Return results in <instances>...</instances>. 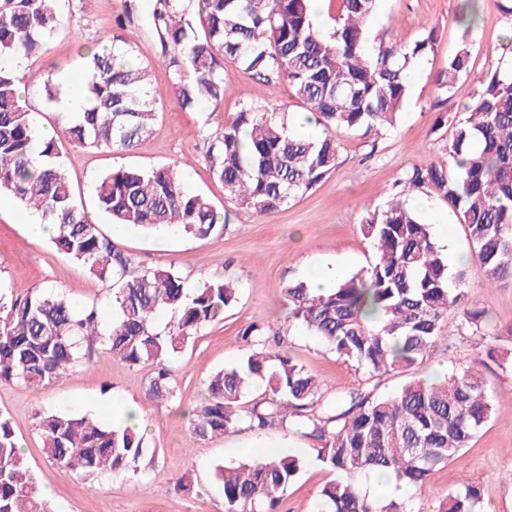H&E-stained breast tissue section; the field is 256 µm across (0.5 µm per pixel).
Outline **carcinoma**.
Wrapping results in <instances>:
<instances>
[{"instance_id": "cac0c4a2", "label": "carcinoma", "mask_w": 512, "mask_h": 512, "mask_svg": "<svg viewBox=\"0 0 512 512\" xmlns=\"http://www.w3.org/2000/svg\"><path fill=\"white\" fill-rule=\"evenodd\" d=\"M58 0H0V193L56 227L53 244L93 278L115 282L112 324L100 328L94 308L80 309L50 288L17 293L0 287V382L42 386L64 381L99 346L131 365L155 367L145 402L176 397L169 359L238 299L237 283L205 280L193 292L181 275L161 264L129 276L132 258L105 236L78 202L66 176L59 142L43 139L23 104L17 56H40L56 30ZM311 0H153L148 24L165 54L179 103L187 108L224 101V62L238 63L266 84L286 81L297 101L323 127L306 137L289 126L286 112L246 105L224 123L211 156L213 175L238 205L256 214L279 209L335 170L338 129L376 134L393 126L409 96L407 71L431 47L435 29L412 46H380L371 54L364 24L376 0H340L336 26L326 35L314 23ZM477 2L464 0L459 21L471 29ZM119 33L82 56L88 72L85 105L64 129L67 141L87 148L130 151L152 131L161 95L149 80L151 65L134 57ZM471 74L462 46L435 80L447 93ZM464 117L444 113L455 128L448 154L455 167L414 168L400 183L433 193L465 226L471 255L493 286L512 283V76L497 67L478 78ZM97 206L115 224L156 230L177 228L204 238L223 227L221 213L200 193L183 188L176 169L120 168L96 187ZM362 232L377 251L365 271L317 292L305 281L284 289L291 318L336 355L363 372L365 383L422 363L443 336L448 312L485 347L487 360L512 370L508 337L489 325L469 299L465 273L448 276L443 247L402 200L367 214ZM174 321L160 331L159 312ZM253 351L237 366L209 378L192 411L200 441L290 425L317 440L316 459L340 477L324 484L307 512H412L409 501L361 494L349 476L386 470L408 488L421 486L451 462L487 423L493 403L473 359L440 380L412 377L376 396L351 390L324 399V384L290 357L272 355L264 328L250 325ZM48 462L75 470L88 483L121 474L146 451L143 431L107 425L62 411L39 414ZM306 461L291 450L218 465L224 512H276L282 494ZM469 482L438 498L432 512H481ZM0 512H50L41 498L8 421L0 419Z\"/></svg>"}]
</instances>
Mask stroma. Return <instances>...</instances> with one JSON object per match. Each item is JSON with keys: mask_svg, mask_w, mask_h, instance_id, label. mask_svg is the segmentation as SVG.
<instances>
[{"mask_svg": "<svg viewBox=\"0 0 512 512\" xmlns=\"http://www.w3.org/2000/svg\"><path fill=\"white\" fill-rule=\"evenodd\" d=\"M125 0H59L60 24L46 51L27 60L20 75L23 97L37 129L62 133L67 122L57 105L47 101L46 81L62 75H85L79 45H91L111 34L124 11ZM460 0H378L365 23L367 48L376 52L380 43L411 45L427 29H436L438 39L416 66L417 79L394 128L381 134L337 130L340 144L335 171L304 195L268 214H256L227 199L224 186L213 177L209 149L244 104L276 103L296 119L300 107L288 82L270 86L259 82L243 66L224 65L227 93L220 106L201 104L181 108L171 87L165 65L159 64L160 44L151 34L146 17L150 0H137L139 15L126 24L124 37L133 43L139 59L152 61L151 81L162 96L163 110L150 136L130 152H101L61 141L68 179L90 219L104 234L112 226L98 210L95 185L98 178L122 167L149 168L175 164L187 190L205 194L219 212L228 214L223 232L207 238L172 233L160 238L133 230L117 245L134 262L130 273L161 263L172 265L187 288L210 278L238 281L237 302L223 317L203 327L172 362L177 383L175 400L146 403L145 391L153 369L133 366L94 350L82 366L64 382L31 387L0 382V414L8 418L22 447L37 488H50L52 512H224V496L214 478L218 464L243 458L240 444L249 428L203 442L191 434L190 410L203 398L209 376L231 367L250 354L242 338L250 324L267 329L274 337L268 349L292 357L318 376L330 392L358 388L361 372L339 358L319 338L289 319L284 289L288 283L306 280L313 268L344 266L353 273L375 260L372 243L361 231L363 217L383 208L396 194L407 204L434 237L449 252L466 253L470 245L463 225L442 228L447 204L433 195L403 191L400 181L413 168L429 164L453 166L448 145L453 125L437 126L438 116L453 112L468 102L477 90V79L494 67L512 66V56L500 45L512 32V20L499 9L497 0H481L477 28L464 31L455 20ZM471 47V75L461 78L438 105L434 81L462 44ZM18 204L0 199V284L23 291L32 287L64 292L78 307L96 306L103 321H110L113 284L89 276L80 264L59 253L50 239L32 235L17 218ZM466 287L491 316L494 327L512 329V286L489 287L475 262H468ZM444 342L411 374L383 375L379 393L396 390L408 376L434 378L458 363L477 356L475 341L462 330L457 312H449ZM494 405L492 418L451 463L436 468L422 487L411 495L413 512H430L434 501L462 482L476 485L485 512H512V373L495 371L488 376ZM119 404L143 408L147 424V451L134 471L106 475L84 485L77 475L50 464L42 453L37 431L40 412L55 410L90 414L111 423L112 408ZM269 452L288 446L307 456L308 463L283 494L277 512H305L318 489L335 474L312 460L317 442L288 428L266 434ZM188 475L187 489L175 488L180 475Z\"/></svg>", "mask_w": 512, "mask_h": 512, "instance_id": "1", "label": "stroma"}]
</instances>
